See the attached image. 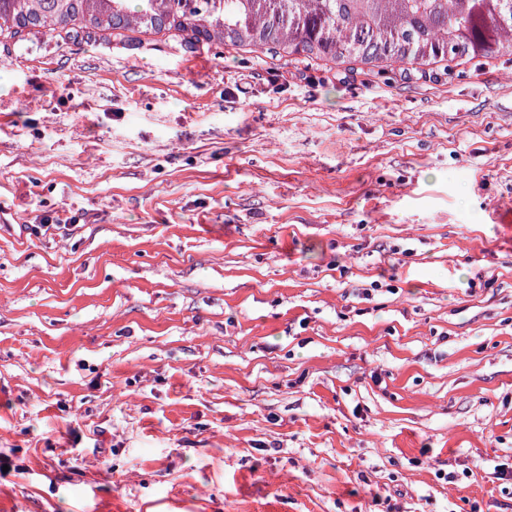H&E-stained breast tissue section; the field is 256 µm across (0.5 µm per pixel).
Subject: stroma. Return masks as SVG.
I'll return each instance as SVG.
<instances>
[{"label":"stroma","mask_w":512,"mask_h":512,"mask_svg":"<svg viewBox=\"0 0 512 512\" xmlns=\"http://www.w3.org/2000/svg\"><path fill=\"white\" fill-rule=\"evenodd\" d=\"M499 464L511 61L0 46V512H512Z\"/></svg>","instance_id":"1"}]
</instances>
